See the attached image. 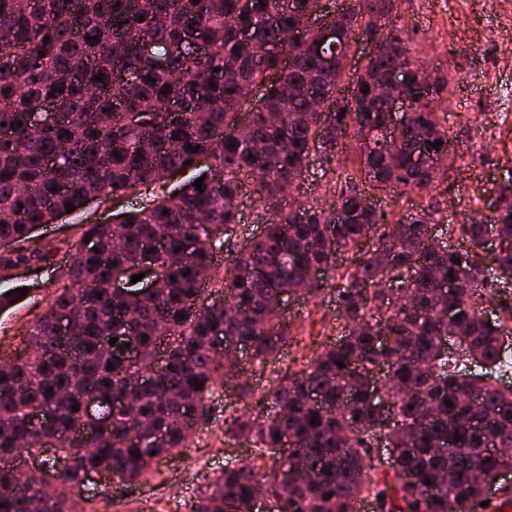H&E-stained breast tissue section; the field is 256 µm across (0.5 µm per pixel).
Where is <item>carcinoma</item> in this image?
<instances>
[{
    "label": "carcinoma",
    "instance_id": "obj_1",
    "mask_svg": "<svg viewBox=\"0 0 512 512\" xmlns=\"http://www.w3.org/2000/svg\"><path fill=\"white\" fill-rule=\"evenodd\" d=\"M392 9L393 0L339 11L321 0H0V29L17 46L0 49V124L11 132L0 141V239L17 245L0 268L27 260L34 228L69 206L161 189L152 205L124 212L116 224L84 227L62 273L69 287L35 320L24 355L0 365V512H86L74 489L88 473L118 472L125 484L151 474L185 446L218 387L248 405L253 390L243 372L223 371L217 356L247 345L265 367L290 339L282 296L314 297L330 272L341 281V332L300 374L272 388L260 410L224 427L225 437L245 440L274 465L225 469L194 512H224L226 504L255 512L264 484L275 512H358L368 498L380 512H491L481 506L490 497L474 472L491 478L512 470V388L491 382L512 349L505 336L511 182L499 186L490 221L464 225L467 249L453 243V225L436 230L431 213L387 220L364 205L365 191L348 174L338 216L307 201L272 206L261 234L245 240L231 264L216 263L224 225L241 223L229 200L247 186L267 205L266 186L300 183L315 156L343 169L337 148L348 134L361 135L358 172L377 190L422 192L447 169L440 162L453 155L448 113L437 112L448 98L446 74L435 79L431 98L413 100L403 113L398 141L384 140L391 104L380 88L396 69L405 71L408 89L427 77L390 20ZM306 14L324 15L336 38L320 28L295 33ZM380 20L386 39L341 90L353 35L373 38ZM244 31L249 46L240 40ZM136 33L147 35L153 53L138 49ZM197 41L211 47L204 58L195 55ZM99 74L104 81L94 80ZM305 87L319 105L301 93ZM172 104L184 109L176 122ZM49 105L68 121L34 127L31 116ZM126 112L142 113L144 125L130 126ZM228 126L240 127L239 135L225 137ZM204 157L210 164L202 167ZM188 168L204 178V192L190 182L167 190L168 178ZM490 229L498 246L486 262ZM354 250L361 252L356 265L336 271V255ZM248 267L258 274L240 276ZM313 268L322 278L302 287ZM115 270L127 281L120 293L111 286ZM138 274L143 280L131 283ZM146 281L153 283L147 295ZM210 287L230 295L232 307L207 302ZM387 288L415 307L384 302ZM76 301L78 321L61 325ZM450 312L460 316L458 345L444 355ZM132 341L162 347V363L122 357ZM379 366L387 368L389 400L378 410L371 392ZM89 394L106 406L85 434ZM133 425L140 427L135 439ZM47 440L51 468L60 469L51 493L26 469ZM381 447L391 459L387 470L373 453Z\"/></svg>",
    "mask_w": 512,
    "mask_h": 512
}]
</instances>
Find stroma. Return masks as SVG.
<instances>
[{"mask_svg":"<svg viewBox=\"0 0 512 512\" xmlns=\"http://www.w3.org/2000/svg\"><path fill=\"white\" fill-rule=\"evenodd\" d=\"M392 18L408 33L412 58L453 79L442 109L449 114L455 155L446 178L428 192L399 197L380 191L377 208L390 219L435 212L440 223L455 226L453 241L464 246L462 225L491 216L498 184L512 177V97L499 94L500 88H512V0H395ZM293 197L326 209L333 205L330 174L320 159H313ZM132 204L129 198L92 202L34 232L32 246L50 243L54 251L50 261L33 260L0 276L1 292L26 291L23 299L0 309V363L22 353L34 321L59 294L61 270L71 261L69 242L84 225L112 222ZM336 298L330 287L318 297L288 302L281 316L290 339L275 364L261 369L243 356L254 402L264 401L272 386L304 369L307 357L340 332ZM217 399L210 418L200 422L180 455L160 465L158 474L120 487L96 478L93 512H143L150 504L156 512H191L224 468L256 460L254 446L224 437L225 420L242 408L235 392L220 387Z\"/></svg>","mask_w":512,"mask_h":512,"instance_id":"35a3bbf8","label":"stroma"}]
</instances>
